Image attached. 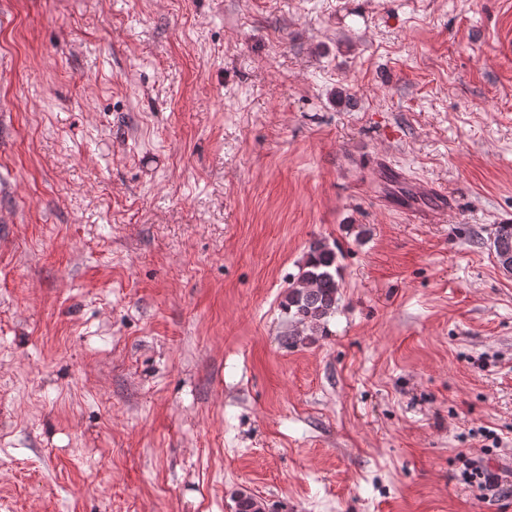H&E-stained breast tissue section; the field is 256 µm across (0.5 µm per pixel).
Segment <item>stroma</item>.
I'll return each mask as SVG.
<instances>
[{
	"label": "stroma",
	"mask_w": 512,
	"mask_h": 512,
	"mask_svg": "<svg viewBox=\"0 0 512 512\" xmlns=\"http://www.w3.org/2000/svg\"><path fill=\"white\" fill-rule=\"evenodd\" d=\"M511 42L512 0H0V512H512L456 477L512 471ZM490 249L495 254L498 263H502L501 256L508 253V260L512 265V224L496 225L491 238ZM337 259L336 249L325 241H316L310 246L308 258L289 283L281 304L288 321L297 329L286 338L288 344L297 343L295 336L311 339L322 333L327 319L336 314L340 289L336 280Z\"/></svg>",
	"instance_id": "35a3bbf8"
}]
</instances>
